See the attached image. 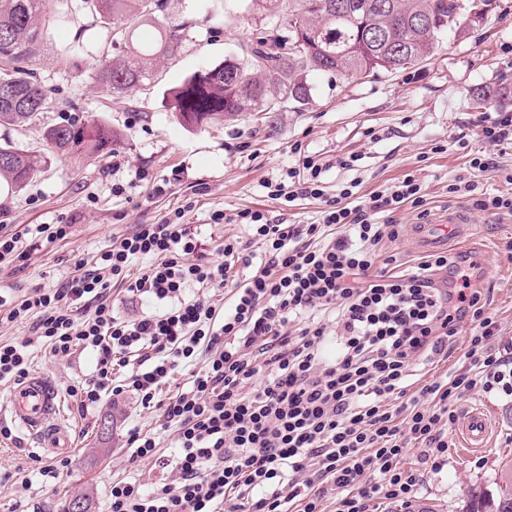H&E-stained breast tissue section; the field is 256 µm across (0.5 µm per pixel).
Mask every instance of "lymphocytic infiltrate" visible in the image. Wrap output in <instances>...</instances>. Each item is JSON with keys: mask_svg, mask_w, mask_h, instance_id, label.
Here are the masks:
<instances>
[{"mask_svg": "<svg viewBox=\"0 0 512 512\" xmlns=\"http://www.w3.org/2000/svg\"><path fill=\"white\" fill-rule=\"evenodd\" d=\"M474 138L512 144V114L482 113L472 137L457 143L465 150ZM358 159L342 154L328 165L307 156L288 169L287 184L275 185L274 197L321 201L317 222L275 224L258 210L212 214L214 223L244 226L263 244L262 256L228 239L225 262L207 260L178 210L113 237L92 269L60 287L31 289L17 302L0 295V313L29 331L0 343V381L25 377L33 345L55 360L87 351L94 369L80 388L83 407L130 389L174 429L179 453L163 463L162 477L148 489L114 483L109 512H323L330 493L336 512H374L380 500L406 507L424 469L448 447L453 399L479 393L512 400V342L494 344L497 324L467 269L456 267L443 282L439 274L449 267L441 253L421 257L411 271L380 263V244L402 230L396 213L424 204L418 179L405 175L391 191L358 202L348 186L325 195L328 167L348 169ZM498 171L493 158L472 154L466 175L448 191L465 193L477 210L512 215L511 194L484 188ZM329 228L334 238H326ZM138 257L151 263L129 278ZM232 262L251 274L219 319L206 298L189 291L223 287ZM115 278L165 310L117 316L109 289ZM466 320L473 334L465 366L415 386L420 367L447 357ZM119 367L126 370L120 382ZM184 368L187 389L156 402L159 387ZM412 446L418 466L408 470L401 460Z\"/></svg>", "mask_w": 512, "mask_h": 512, "instance_id": "obj_1", "label": "lymphocytic infiltrate"}]
</instances>
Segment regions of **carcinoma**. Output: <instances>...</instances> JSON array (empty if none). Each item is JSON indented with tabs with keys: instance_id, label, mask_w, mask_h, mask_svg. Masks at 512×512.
<instances>
[{
	"instance_id": "obj_1",
	"label": "carcinoma",
	"mask_w": 512,
	"mask_h": 512,
	"mask_svg": "<svg viewBox=\"0 0 512 512\" xmlns=\"http://www.w3.org/2000/svg\"><path fill=\"white\" fill-rule=\"evenodd\" d=\"M332 0H251L284 25L255 43L241 47L240 57L194 72L166 89L177 123L187 130L202 129L235 112H275L277 100L300 105L309 100L306 76L329 72L339 77L370 76L403 71L421 61L395 45L408 43L432 54L437 35L456 27L453 12L433 25L425 24L439 12V0H340L342 11H332ZM46 0H0V127H24L39 120L48 103L44 87L29 67L30 45L39 34L38 20ZM86 12L112 24L111 45L124 44L128 52L97 69L99 87L126 93L158 80L151 60H173L180 53L184 28L161 24L156 37L139 42V29L153 24L163 0H82ZM375 31L391 41L386 48L367 43ZM48 144L61 153L96 155L116 140L112 128L100 123L49 126ZM44 158L9 143L0 144V176L22 189ZM468 512H512V490L497 498L472 495Z\"/></svg>"
}]
</instances>
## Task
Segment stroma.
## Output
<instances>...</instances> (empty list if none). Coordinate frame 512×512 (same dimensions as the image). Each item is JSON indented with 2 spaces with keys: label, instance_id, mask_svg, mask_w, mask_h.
I'll list each match as a JSON object with an SVG mask.
<instances>
[{
  "label": "stroma",
  "instance_id": "1",
  "mask_svg": "<svg viewBox=\"0 0 512 512\" xmlns=\"http://www.w3.org/2000/svg\"><path fill=\"white\" fill-rule=\"evenodd\" d=\"M164 2L160 19L188 25L183 48L176 60L157 61L159 84L118 95L100 92L90 53L95 45H109L110 26L78 10L76 0H49L32 65L50 104L36 123L0 128V142L44 158L23 190L0 187V233L18 235L19 250L28 254L23 266L0 269L1 293L18 299L34 288L59 287L112 237L137 224L161 223L182 206L206 258L221 263L219 245L246 234L241 225L214 223L213 212L252 209L279 223L316 221L320 201L272 198L267 183L299 166L302 157L327 161L354 152L360 159L352 169L324 173L326 195L352 183L361 196L388 191L414 174L425 189L428 223L464 213L466 235L449 242L448 257L474 274L498 326L497 340L512 339V262L506 257L512 217L474 210L466 197L448 191L467 166L454 140L478 116L476 93L493 89L487 111L512 113V0H493L485 14L481 0H463L461 29L440 33L433 55L406 71L348 78L314 72L307 77L306 104L287 101L276 112H240L196 131L175 121L164 91L233 55L238 44L265 35L276 20L252 10L248 0H223L217 15L210 0ZM67 121L111 126L118 135L111 154L86 158L51 151L45 128ZM116 184L123 194L113 192ZM396 218L406 229L384 240L381 254L408 269L423 255L409 230L417 212L406 207ZM44 224H67L71 233L52 242L39 232ZM28 371L45 374L60 390L74 449L68 471L52 481L40 474L51 458L35 439L17 430L11 438L0 436V512H66L76 496L87 498L89 512H106L113 483L149 486L161 477V467L135 457L128 444L134 428L158 435L159 457L173 455L174 434L162 431L156 407L142 405L128 390L81 408L73 389L92 372L89 353L58 362L38 346ZM475 405L490 421L488 448H462L456 433H449L445 464L426 470L413 502L416 512H462L470 488L512 484V403L478 394L455 403L460 414Z\"/></svg>",
  "mask_w": 512,
  "mask_h": 512
}]
</instances>
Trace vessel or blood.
<instances>
[{
  "instance_id": "b4317fda",
  "label": "vessel or blood",
  "mask_w": 512,
  "mask_h": 512,
  "mask_svg": "<svg viewBox=\"0 0 512 512\" xmlns=\"http://www.w3.org/2000/svg\"><path fill=\"white\" fill-rule=\"evenodd\" d=\"M464 222L452 218L443 224H415L411 233L427 250L447 246L450 233H463ZM63 408L62 397L54 383L36 374L16 384L8 399L7 410L13 423L33 435L41 449L48 453H65L72 446L69 429L58 423ZM489 428L484 411L469 412L462 430L469 447H483Z\"/></svg>"
}]
</instances>
